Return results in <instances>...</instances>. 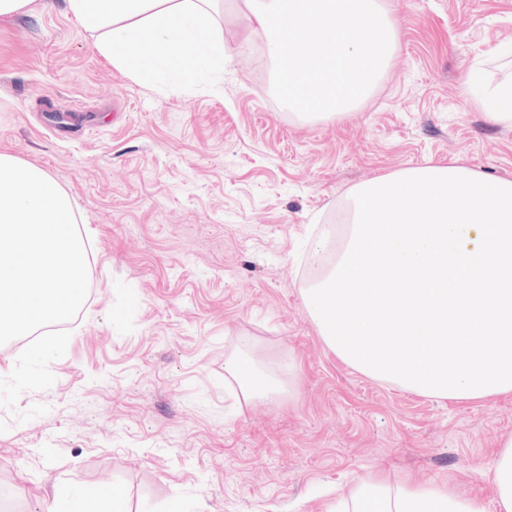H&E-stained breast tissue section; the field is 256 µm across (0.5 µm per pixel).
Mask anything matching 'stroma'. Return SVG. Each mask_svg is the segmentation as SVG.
<instances>
[{
	"instance_id": "obj_1",
	"label": "stroma",
	"mask_w": 512,
	"mask_h": 512,
	"mask_svg": "<svg viewBox=\"0 0 512 512\" xmlns=\"http://www.w3.org/2000/svg\"><path fill=\"white\" fill-rule=\"evenodd\" d=\"M397 50L356 108L304 117L228 9L215 85L145 86L112 67L65 0L0 18V152L78 205L89 289L54 384L0 406V512H42L47 481L122 489L129 512H328L368 473L448 479L498 512L487 466L512 395L443 400L341 360L301 290L311 239L351 189L456 162L512 180V128L464 91L512 74V0H385ZM251 343L289 399L248 402L224 360ZM46 414L18 422L32 404Z\"/></svg>"
}]
</instances>
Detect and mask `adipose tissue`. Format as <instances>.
Returning <instances> with one entry per match:
<instances>
[{
  "label": "adipose tissue",
  "mask_w": 512,
  "mask_h": 512,
  "mask_svg": "<svg viewBox=\"0 0 512 512\" xmlns=\"http://www.w3.org/2000/svg\"><path fill=\"white\" fill-rule=\"evenodd\" d=\"M215 0H66L68 11L101 36L99 52L113 67L143 84L161 77L193 85L223 74L231 53L212 13ZM466 92L495 123L512 126V79L487 85L469 77ZM225 378L245 400L275 403L285 381L247 354L224 360ZM46 512H127L125 494L104 495L76 486L55 485L44 496ZM344 512H482L461 499L447 480L415 482L371 470L351 491Z\"/></svg>",
  "instance_id": "adipose-tissue-1"
}]
</instances>
